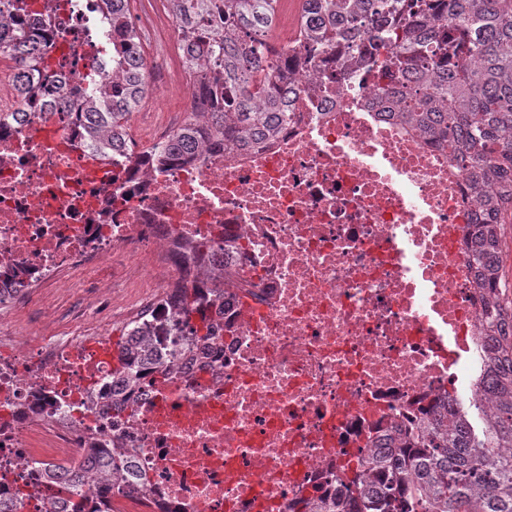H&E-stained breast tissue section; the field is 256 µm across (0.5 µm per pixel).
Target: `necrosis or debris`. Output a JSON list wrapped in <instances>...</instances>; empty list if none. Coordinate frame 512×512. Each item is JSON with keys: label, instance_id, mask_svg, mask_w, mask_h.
Segmentation results:
<instances>
[{"label": "necrosis or debris", "instance_id": "1", "mask_svg": "<svg viewBox=\"0 0 512 512\" xmlns=\"http://www.w3.org/2000/svg\"><path fill=\"white\" fill-rule=\"evenodd\" d=\"M142 18L168 47L145 99L195 110L184 40L166 4ZM305 0H281L269 41L295 44ZM103 0H0L33 34L42 68L0 54V289L16 323L0 335V512H298L370 477L372 448L441 405L486 401L490 345L465 240L480 207L472 173L408 122L372 69L343 56L291 74L288 122L268 141L135 167L87 150L66 112L102 63ZM206 243L171 259L173 239ZM120 266L148 281L130 320L162 305L197 267L223 266L215 336L181 340L167 374L114 378L112 303L74 279ZM129 452L150 480L114 491L78 481L87 449Z\"/></svg>", "mask_w": 512, "mask_h": 512}]
</instances>
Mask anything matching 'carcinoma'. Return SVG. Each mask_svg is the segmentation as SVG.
Wrapping results in <instances>:
<instances>
[{
	"instance_id": "carcinoma-1",
	"label": "carcinoma",
	"mask_w": 512,
	"mask_h": 512,
	"mask_svg": "<svg viewBox=\"0 0 512 512\" xmlns=\"http://www.w3.org/2000/svg\"><path fill=\"white\" fill-rule=\"evenodd\" d=\"M104 19L112 37L128 47L141 44L131 24L133 0H107ZM172 11L185 35L203 39L206 52L187 61V73L200 106L209 110L205 121L193 118L172 138L151 150L149 161L164 165L213 147L232 149L258 145L288 121L283 109V88L293 67L332 50L344 20L356 30L367 29L359 57L372 62L381 90L388 93L397 73L410 65L420 72L436 68L441 79L418 85L402 98L409 116L424 121L432 136L448 143L454 159L470 166L475 183L491 198V207L475 217L474 241L469 258L477 283L486 289L483 333L496 342L492 357V388L497 395L493 416L485 418L478 401L464 399L454 411L444 408L416 431H408L389 444L390 452H377L370 462L371 477L351 482L346 493L332 500L314 501L309 512H512V456L494 448L512 444V298L503 290V278L493 258L506 233L503 218L512 208V0H309V11L330 24L307 26L302 37L306 56L286 51L270 55V71L261 91L253 87L251 66L267 52L257 33L273 21L277 0H171ZM224 27L208 29L205 21L217 9ZM450 14L455 23L437 27L439 16ZM0 47L20 53L18 63L33 67L38 57L20 29L3 32ZM419 29H430L433 41L410 40ZM484 57V67L473 71L464 63L472 53ZM108 73H95L80 101L83 144L109 158L124 147L123 131L130 110L140 100L141 88L115 99L116 85L109 74L130 81L144 72L128 66L127 56H114ZM202 279L214 288L203 293L198 285L179 289L170 301L169 320L187 328L199 340L211 339L205 307L224 285V273L212 271ZM113 374L131 388L141 367L157 360L159 329L133 323L123 331ZM96 460L94 480L114 489L127 486L140 474L124 460L121 449Z\"/></svg>"
}]
</instances>
